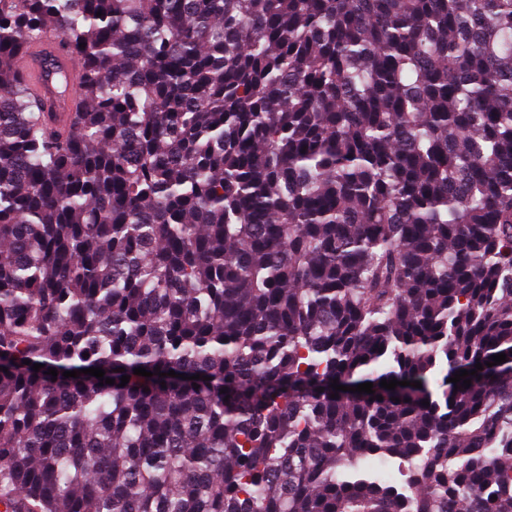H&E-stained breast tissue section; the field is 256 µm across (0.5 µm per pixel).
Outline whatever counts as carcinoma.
Listing matches in <instances>:
<instances>
[{
  "mask_svg": "<svg viewBox=\"0 0 512 512\" xmlns=\"http://www.w3.org/2000/svg\"><path fill=\"white\" fill-rule=\"evenodd\" d=\"M2 504L512 512V0H0ZM46 49L47 48H34L18 61V70L25 79L30 94L34 99L42 97L44 94L39 61Z\"/></svg>",
  "mask_w": 512,
  "mask_h": 512,
  "instance_id": "cac0c4a2",
  "label": "carcinoma"
}]
</instances>
